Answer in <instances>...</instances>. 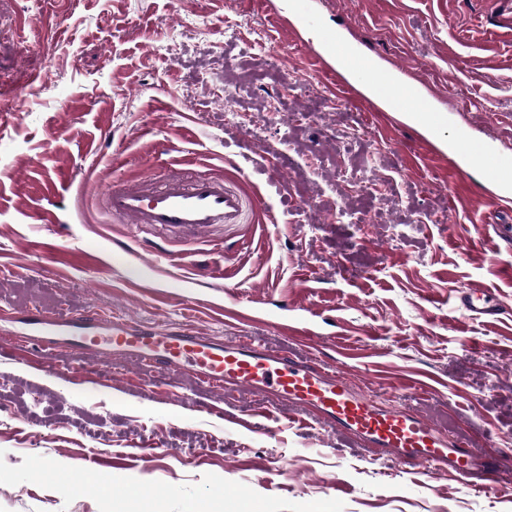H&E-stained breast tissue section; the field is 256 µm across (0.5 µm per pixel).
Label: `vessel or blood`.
Listing matches in <instances>:
<instances>
[{
  "instance_id": "obj_1",
  "label": "vessel or blood",
  "mask_w": 512,
  "mask_h": 512,
  "mask_svg": "<svg viewBox=\"0 0 512 512\" xmlns=\"http://www.w3.org/2000/svg\"><path fill=\"white\" fill-rule=\"evenodd\" d=\"M494 135L476 140L458 133L451 153L481 164L487 180L512 192V155L493 150ZM101 205L113 224L147 225L162 230L158 239L144 238L138 248L111 239L117 258L132 257L137 276L126 287L163 301L156 276L172 283L186 282L189 274L183 256L173 253L171 237L194 244L212 242L218 230L248 223L262 203L219 175L188 174L169 168L163 179L141 175L117 179L101 195ZM460 307L475 317L492 316L495 304L484 291L471 289L458 296ZM21 335L36 336L54 327L89 343L102 355L118 357L139 366L166 365L193 372L216 389L245 387L284 401L320 423L341 429L376 452L393 451L408 464H426L434 475L452 473L463 479H490L512 466L504 456L481 454L471 443L435 429L412 410L381 405L355 390L341 370L313 365L287 351L256 343L247 335L227 340L205 335L202 327L188 323H147L126 315H106L91 307L60 318L33 308L19 319Z\"/></svg>"
}]
</instances>
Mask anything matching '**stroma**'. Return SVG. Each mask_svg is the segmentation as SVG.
<instances>
[{"mask_svg": "<svg viewBox=\"0 0 512 512\" xmlns=\"http://www.w3.org/2000/svg\"><path fill=\"white\" fill-rule=\"evenodd\" d=\"M292 0L244 13L239 0H0V307L65 316L96 306L148 322L256 311L249 335L268 348L344 370L383 405L417 411L478 451L512 449V318H476L472 286L512 309L508 218L479 203L480 168L456 180L445 149L362 96L345 102L322 74L327 35L376 63L378 82L416 90L450 115L445 137H479L492 120L512 152V0H313L316 37L278 31ZM30 19L20 29L19 16ZM239 180L264 207L230 250L191 260L204 282L192 305H160L124 287L97 194L114 178L164 175L170 163ZM72 176L54 199L46 181ZM481 207L486 226L470 221ZM60 221H43L45 209ZM78 248L98 268L67 262ZM26 262V273L11 269ZM310 323L303 340L275 321ZM14 323H0V512H512V471L473 484L375 453L288 403L263 408L246 388L218 390L165 366L123 370L66 345L57 374L19 364ZM95 381L75 378L77 369ZM120 458L110 495L82 458ZM68 475L33 471L35 460Z\"/></svg>", "mask_w": 512, "mask_h": 512, "instance_id": "35a3bbf8", "label": "stroma"}]
</instances>
